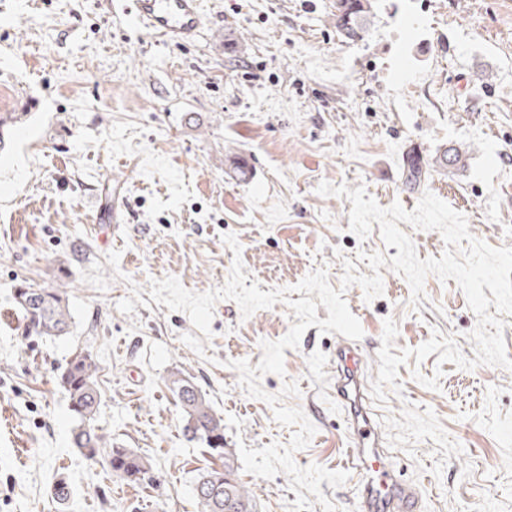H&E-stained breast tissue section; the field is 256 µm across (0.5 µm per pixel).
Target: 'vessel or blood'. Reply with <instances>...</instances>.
Segmentation results:
<instances>
[{
  "label": "vessel or blood",
  "mask_w": 512,
  "mask_h": 512,
  "mask_svg": "<svg viewBox=\"0 0 512 512\" xmlns=\"http://www.w3.org/2000/svg\"><path fill=\"white\" fill-rule=\"evenodd\" d=\"M125 13L152 35L175 44L195 40L207 23L203 0H130ZM329 366L333 397L348 432V481L358 491L353 512H425L422 493L393 467L374 419L366 348L337 337Z\"/></svg>",
  "instance_id": "obj_1"
}]
</instances>
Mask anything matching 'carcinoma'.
<instances>
[{
	"label": "carcinoma",
	"instance_id": "obj_1",
	"mask_svg": "<svg viewBox=\"0 0 512 512\" xmlns=\"http://www.w3.org/2000/svg\"><path fill=\"white\" fill-rule=\"evenodd\" d=\"M334 8V24L339 38L347 43L363 40L373 16V0H336ZM466 166V152L455 146L445 147L425 163L418 158L411 159L407 163L405 183L414 189L431 170L455 173L465 170ZM13 300L26 335L54 338L68 333L71 315L64 285L50 288L21 286L15 289ZM98 370L92 354L81 351L74 354L59 373V383L68 392L70 411L77 422L72 444L86 459L101 461L127 481L139 483L150 471L149 462L128 448L112 446L93 424L101 404ZM168 382L183 414L184 437L206 442L224 459L222 468L205 470L196 478L194 496L199 512H224L226 488L231 491L233 512H256V503L248 488L235 478L234 451L224 447L223 418L214 411L192 377L177 372L170 375Z\"/></svg>",
	"mask_w": 512,
	"mask_h": 512
}]
</instances>
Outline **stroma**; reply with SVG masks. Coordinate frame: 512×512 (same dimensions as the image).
I'll list each match as a JSON object with an SVG mask.
<instances>
[{"mask_svg": "<svg viewBox=\"0 0 512 512\" xmlns=\"http://www.w3.org/2000/svg\"><path fill=\"white\" fill-rule=\"evenodd\" d=\"M333 2L204 0L208 26L176 46L112 0H0V113L24 115L0 150V512H197L195 480L219 459L182 434L168 388L178 370L222 416L225 447L290 442L293 428L246 395L229 363L258 364L261 341L284 337L293 310L281 302L246 318L220 300L200 355L181 340L188 316L156 304L150 282L172 275L205 292L239 259L264 292L319 268L336 288L343 259L366 275L361 253L396 255L379 230L353 235L351 202L318 194L320 182L409 211L429 191L475 238L512 246V0H376L355 44L337 39ZM451 145L467 149L465 170L407 189L404 151ZM239 157L252 172L244 182ZM380 272L382 296L365 301L356 285L344 295L366 349L379 351L391 318L395 350L438 332L474 358L477 317L455 280L428 275L415 307L405 278ZM22 282L66 285L67 335L21 334L12 292ZM335 341L309 327L285 349L284 375L260 379L273 395L299 386L284 403L316 427L294 454L302 467L341 471L348 459L326 374ZM80 349L99 365L97 426L145 457L151 480L127 482L73 448L57 375ZM398 372L380 423L427 512H512V370L432 355ZM236 476L258 512H289L296 499L285 474Z\"/></svg>", "mask_w": 512, "mask_h": 512, "instance_id": "obj_1", "label": "stroma"}]
</instances>
